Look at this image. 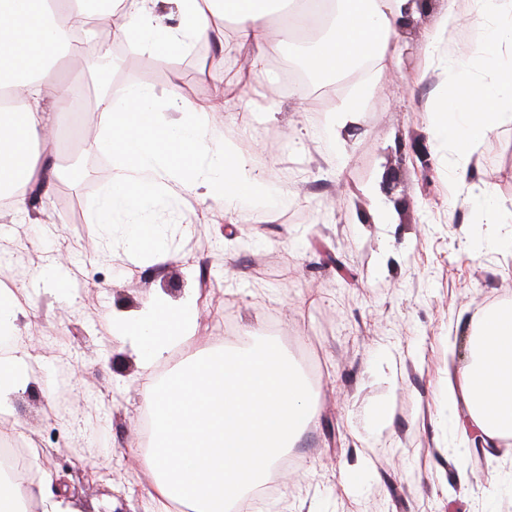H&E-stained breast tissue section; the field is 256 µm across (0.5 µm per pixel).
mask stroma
Listing matches in <instances>:
<instances>
[{
    "instance_id": "obj_1",
    "label": "stroma",
    "mask_w": 512,
    "mask_h": 512,
    "mask_svg": "<svg viewBox=\"0 0 512 512\" xmlns=\"http://www.w3.org/2000/svg\"><path fill=\"white\" fill-rule=\"evenodd\" d=\"M441 0L409 11L395 56L376 61L370 82L351 80L331 96L312 90H234L241 57L217 38L198 55L163 61L141 56L128 67L132 41L97 29L88 54L112 58L113 96L133 82L168 96L220 107L218 123L253 114L279 142L241 133L237 152L270 190L276 168L291 172L280 190L288 222L228 225L211 201L171 200L151 220L160 231L190 225L177 257L155 265L131 253L122 223L103 236L88 224L85 203L112 179L91 137L63 145L78 178L57 182L36 201L34 220L0 211V261L22 252L17 318L24 350L45 380L15 395L6 426L38 450L30 464L43 484L66 475L72 512H149L150 477L142 464L154 385L186 358L169 351L143 368L129 341L113 335L112 317L149 301L198 297L201 346L234 348L249 331L300 354L315 372L319 412L292 454L274 469L278 488L255 512H503L512 503V456L477 455L462 418L448 416V369L469 360L472 317L512 302V226L479 223L465 200L489 189L512 214V124L494 127L477 149L465 182L452 181L453 150L432 132L437 98L475 87L451 85L448 57L427 65L424 49ZM358 97L354 123L339 143L324 133L330 111ZM43 269L57 280H40ZM236 332L224 334L225 321ZM67 363L74 392L60 414L56 367ZM388 405L387 425L375 413ZM88 453L73 459L76 442Z\"/></svg>"
}]
</instances>
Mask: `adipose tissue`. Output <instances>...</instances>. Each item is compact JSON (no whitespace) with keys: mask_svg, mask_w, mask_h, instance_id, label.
<instances>
[{"mask_svg":"<svg viewBox=\"0 0 512 512\" xmlns=\"http://www.w3.org/2000/svg\"><path fill=\"white\" fill-rule=\"evenodd\" d=\"M160 0H112L88 18L85 0H0V198L23 212L29 199L69 177L61 163L59 132L69 112V92L53 96L60 60L74 58L86 27L96 24L134 36L142 53L165 60L224 29L227 49H247L254 80L270 79L268 63L297 50L301 65L319 76L355 68L364 57L383 59L395 51L400 20L410 0H173L178 21L161 22ZM471 28L479 44L468 58L452 57L456 83L485 74L483 99L467 107L440 101L435 132L455 148L450 174L465 181L476 163V146L496 125L512 123V63L489 56L485 42L512 51V0H472ZM155 89L129 85L121 98L98 95L94 143L112 165L109 185L87 203L90 224L111 227L123 216L133 251L150 246L161 263L171 259L168 242L153 231V208L170 199L205 194L227 212L252 219L267 212L257 202L260 184L215 120L216 109L172 95L174 119H161ZM39 145L29 154L30 145ZM21 309L15 289L0 281V414H9L14 393L36 376L15 334ZM470 361L459 388L448 393V412L466 411L485 444L512 446V305L486 310L472 322Z\"/></svg>","mask_w":512,"mask_h":512,"instance_id":"obj_1","label":"adipose tissue"}]
</instances>
